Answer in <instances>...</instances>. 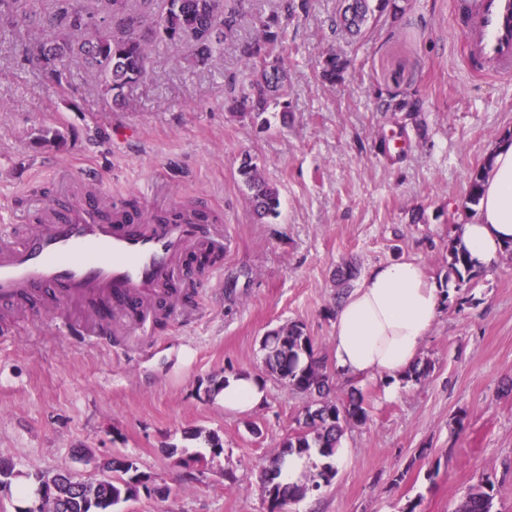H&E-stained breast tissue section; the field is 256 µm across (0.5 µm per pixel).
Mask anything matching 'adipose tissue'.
I'll return each mask as SVG.
<instances>
[{
  "label": "adipose tissue",
  "instance_id": "ef3b65f1",
  "mask_svg": "<svg viewBox=\"0 0 512 512\" xmlns=\"http://www.w3.org/2000/svg\"><path fill=\"white\" fill-rule=\"evenodd\" d=\"M457 235L477 268L494 265L512 245V143L494 147L478 215L459 225ZM441 309L436 282L416 260L370 269L334 312L336 369L349 377L381 375L389 394H397ZM219 398L225 409L246 412L264 403L266 391L259 379L240 373L225 378Z\"/></svg>",
  "mask_w": 512,
  "mask_h": 512
}]
</instances>
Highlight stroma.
<instances>
[{
	"instance_id": "stroma-1",
	"label": "stroma",
	"mask_w": 512,
	"mask_h": 512,
	"mask_svg": "<svg viewBox=\"0 0 512 512\" xmlns=\"http://www.w3.org/2000/svg\"><path fill=\"white\" fill-rule=\"evenodd\" d=\"M453 2L405 0L401 18L378 16L353 40L331 30L340 0H308L286 33L289 107H270L266 128L234 115L225 88L249 85L238 47L278 0H247L203 67L188 62L189 41L149 39L147 73L118 104L81 60L60 86L20 65L14 44L40 31L0 34V234L36 203L92 192L106 209L129 196L158 215L202 207L224 227L221 273L124 343L68 336L28 308L0 328V460L21 472L0 512H15L26 471L81 473L86 455L102 466L125 456L156 485L115 512H267L260 468L298 431L307 399L265 375L263 337L300 321L331 356L334 274L347 265L363 274L413 258L447 289L470 178L512 131V81L468 70ZM329 52L349 62L333 84L318 73ZM389 92L416 93L418 117L382 111ZM246 153L280 193L276 220L253 217L237 175ZM467 296L444 303L419 355L432 364L424 382L391 397L381 376H335L333 399L359 390L369 419L345 431L351 455L332 485L287 512H453L486 472L498 512H512V260ZM239 371L266 390L248 412L208 398ZM197 429L223 452L191 439Z\"/></svg>"
}]
</instances>
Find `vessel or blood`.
I'll return each mask as SVG.
<instances>
[{
  "mask_svg": "<svg viewBox=\"0 0 512 512\" xmlns=\"http://www.w3.org/2000/svg\"><path fill=\"white\" fill-rule=\"evenodd\" d=\"M458 9L468 21L466 55L474 73L512 77V0H458ZM99 207L86 198L21 235L0 238V305L28 295L79 304L114 299L135 311L144 328L187 247L224 246L215 225L190 210L162 221L118 210L107 220Z\"/></svg>",
  "mask_w": 512,
  "mask_h": 512,
  "instance_id": "1",
  "label": "vessel or blood"
}]
</instances>
